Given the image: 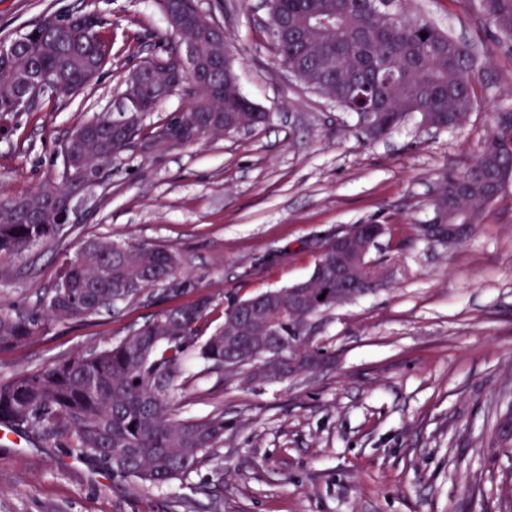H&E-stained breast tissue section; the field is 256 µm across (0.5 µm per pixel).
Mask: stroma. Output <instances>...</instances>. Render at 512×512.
I'll use <instances>...</instances> for the list:
<instances>
[{"label":"stroma","instance_id":"1","mask_svg":"<svg viewBox=\"0 0 512 512\" xmlns=\"http://www.w3.org/2000/svg\"><path fill=\"white\" fill-rule=\"evenodd\" d=\"M224 26L242 91L267 124L160 153L131 149L78 192L52 240L0 256V307L32 308L65 258L106 236L176 251L188 287L178 300L227 305L311 272L313 245L343 224H389L371 252L390 281L316 318L330 357L305 375L249 386L190 382L181 409L224 407L223 472L133 487L64 448L0 426V512H502L512 501V447L495 425L512 409V187L462 246L421 240L439 177L462 169L512 108V51L479 0H407L410 15L477 43L490 88L468 122L435 130L409 118L366 144L351 119L282 66L267 0H202ZM99 14L112 59L91 86L44 98L0 122V199L59 179L71 129L119 109L126 80L167 29L154 0H0V40L42 15ZM155 291L85 320L49 322L37 340L0 351V381L102 347L166 309Z\"/></svg>","mask_w":512,"mask_h":512}]
</instances>
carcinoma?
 Returning a JSON list of instances; mask_svg holds the SVG:
<instances>
[{
    "mask_svg": "<svg viewBox=\"0 0 512 512\" xmlns=\"http://www.w3.org/2000/svg\"><path fill=\"white\" fill-rule=\"evenodd\" d=\"M496 38L512 46V0H479ZM167 17L184 21L182 32L158 37L155 52L141 64L164 65L143 70L142 85L151 111L185 89L191 102L146 128L134 119L115 132L110 117L78 125L62 149L77 170L103 177L112 159L143 141L164 149L221 137L238 117L263 125L268 114L249 107L235 73L224 74L228 47L194 29L189 20L198 0H157ZM269 29L282 64L301 72L298 80L340 105L364 140L387 136L412 116L442 129L464 125L479 92L478 53L422 18L410 17L403 0H269ZM100 17L81 11L46 15L16 38L0 43V119L22 111L27 99L42 97L38 82L58 83L64 98L92 84L109 62L110 47L101 35ZM427 34L421 38V34ZM196 40L199 66L213 72L208 83L178 81L174 70L181 37ZM512 185V110L492 115L491 134L460 171L445 173L431 198L427 217L416 224L480 223L486 208ZM68 187L49 181L37 190L0 201V254H18L60 232V200ZM181 263L175 253L156 246L116 243L105 237L86 240L59 268L54 284L30 312L0 310V351L19 347L39 335L46 320H78L138 300L151 286H163L173 298L186 285L178 281ZM307 297L336 294V280L297 282ZM312 312L288 303V288L271 289L232 300L223 319L212 326L208 298L165 309L127 336L102 348L79 352L34 372H19L0 383V425L53 448H68L115 477L135 485H163L182 480L202 464L217 460L224 447V408L202 417L186 416L178 397L195 376L190 361L203 365L201 375L224 383V368L246 383L266 379L269 344L283 336L307 334ZM269 321L279 336L252 332ZM295 357L325 355L300 341Z\"/></svg>",
    "mask_w": 512,
    "mask_h": 512,
    "instance_id": "cac0c4a2",
    "label": "carcinoma"
}]
</instances>
